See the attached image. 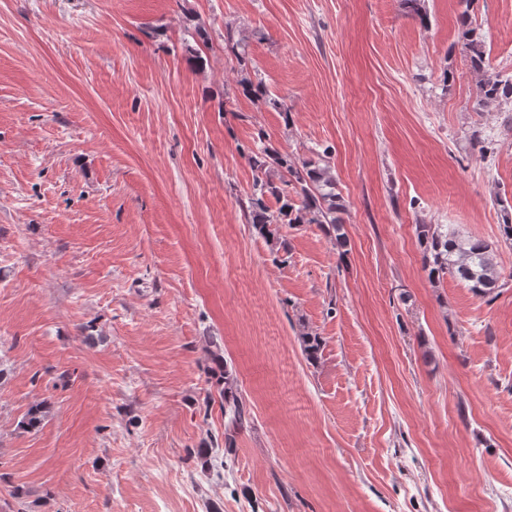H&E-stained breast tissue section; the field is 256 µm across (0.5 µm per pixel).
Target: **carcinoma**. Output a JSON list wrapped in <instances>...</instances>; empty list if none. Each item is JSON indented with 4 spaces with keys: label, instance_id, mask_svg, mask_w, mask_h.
I'll return each mask as SVG.
<instances>
[{
    "label": "carcinoma",
    "instance_id": "carcinoma-1",
    "mask_svg": "<svg viewBox=\"0 0 512 512\" xmlns=\"http://www.w3.org/2000/svg\"><path fill=\"white\" fill-rule=\"evenodd\" d=\"M474 0H465V10L461 13L459 22L463 29V52L469 59L472 72L481 76V99L479 105L490 106L494 103L505 102L512 98V82L500 79V76L489 72L485 64V43L478 28L473 26L469 13ZM225 47L235 56L240 66L246 65V46L234 40L232 30H227L224 36ZM242 94L253 100H263L266 89L261 82H253L243 76L238 80ZM330 149L323 150L321 161L316 165L310 161L295 163L288 157L266 146L252 156V167L256 172L253 193L249 198V220L259 234L271 238L275 230L271 229V219L268 215L266 198L272 197L279 204V216L286 224H319L327 233L335 234L336 245L340 248L347 246V238L341 233V219L336 213L344 210L341 199L336 194V182L330 172ZM284 169L294 180L295 198L288 196L283 185H278L271 172ZM502 224L499 230L502 238L512 242V204L501 201ZM416 232L423 250L424 268L432 281H438L446 275H451L464 283L475 295L485 297L493 294L498 288L500 273L492 257V246L477 238H464L453 229L442 224H418ZM301 343L306 359L315 362L322 348L319 336L305 333ZM217 368L211 371L215 386L224 399V414L231 421L238 422L244 417V409L237 395L233 392L230 375L224 367V362H216ZM47 403L42 401L32 405L22 426L28 429L38 427L46 413Z\"/></svg>",
    "mask_w": 512,
    "mask_h": 512
}]
</instances>
